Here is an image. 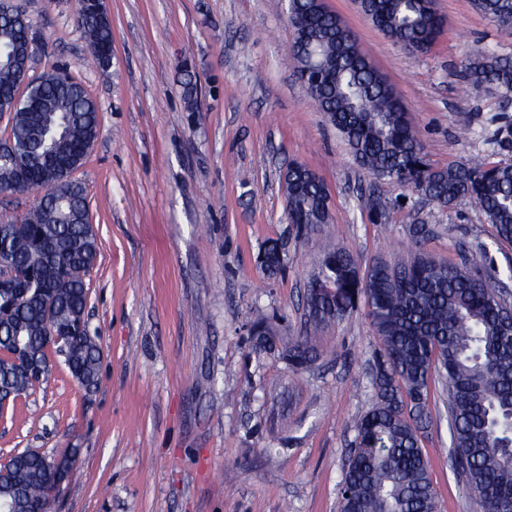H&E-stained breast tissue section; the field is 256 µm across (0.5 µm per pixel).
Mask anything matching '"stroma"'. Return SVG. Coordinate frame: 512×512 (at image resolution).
Instances as JSON below:
<instances>
[{"label": "stroma", "mask_w": 512, "mask_h": 512, "mask_svg": "<svg viewBox=\"0 0 512 512\" xmlns=\"http://www.w3.org/2000/svg\"><path fill=\"white\" fill-rule=\"evenodd\" d=\"M15 2L38 37L34 74L66 68L99 109L76 177L98 243L87 322L102 368L88 393L53 356L49 382L0 414V462L27 449L71 457L51 512H339L354 424L374 401L371 323L361 309L331 323L315 366L295 370L254 350L249 321L262 311L301 334L326 237L362 266L395 265L414 253L411 225L429 224L427 254L468 259L511 301L512 245L470 201L441 208L357 165L287 63L294 34L281 0H106V69L89 61L78 0ZM326 5L401 98L433 166L512 161V148L491 142L512 127V100L462 91L470 49L510 55L512 30L471 0H436L445 29L429 52L410 54L356 0ZM185 57L197 80L191 112L177 73ZM292 161L331 195L330 223L307 236L289 223L280 187ZM372 183L385 204L378 223L360 202ZM270 240L286 247L276 277L256 261ZM428 406L422 447L437 512H476L452 465L441 376Z\"/></svg>", "instance_id": "obj_1"}]
</instances>
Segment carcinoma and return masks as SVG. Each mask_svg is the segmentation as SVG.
<instances>
[{"label": "carcinoma", "mask_w": 512, "mask_h": 512, "mask_svg": "<svg viewBox=\"0 0 512 512\" xmlns=\"http://www.w3.org/2000/svg\"><path fill=\"white\" fill-rule=\"evenodd\" d=\"M504 29L512 28V0H473ZM364 15L393 42L428 52L444 22L435 0H360ZM294 30L289 55L295 64L315 58L321 84L309 85L314 101L343 135L359 166L378 180L396 181L431 203L448 207L471 201L512 244V161L482 157L435 168L405 107L392 87L327 7L292 0ZM78 24L93 59L112 40L111 21L78 11ZM26 19L0 5V47L25 52ZM183 95L192 107L196 84L182 63ZM20 69L0 64V96L11 105ZM56 70L34 79L14 108L12 153L0 154V189L7 191L18 166L34 159L48 167L99 130L98 109L86 88ZM472 85H491L512 98V57L476 47L464 63ZM288 219L313 231L329 223V191L306 165L292 162L281 182ZM69 206L57 212L36 203L0 237V264L14 268V288L0 291V391L14 401L48 379L50 354L64 357L72 378L86 391L97 387L101 350L84 323L85 277L97 260L96 237L85 227V188L76 180L62 193ZM258 262L270 276L286 268L283 244H265ZM311 279L331 290H306L304 333L285 336L264 314L254 317V349L278 353L294 369L318 360L313 334L367 305L379 340L375 399L356 422L355 445L343 472L341 512H437L436 494L421 434L429 419L432 375L448 386L452 464L464 479L477 512H512V305L497 282L467 262H442L417 252L393 267L383 261L360 274L357 258L328 244ZM52 306L56 337L48 335L45 306ZM0 480V500L12 512H42L46 469L33 454L10 461Z\"/></svg>", "instance_id": "cac0c4a2"}]
</instances>
